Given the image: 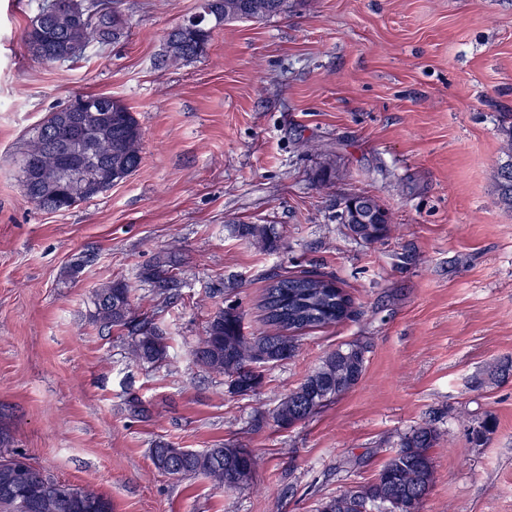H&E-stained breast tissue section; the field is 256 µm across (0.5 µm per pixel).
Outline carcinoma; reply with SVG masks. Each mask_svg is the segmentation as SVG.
Returning a JSON list of instances; mask_svg holds the SVG:
<instances>
[{
  "label": "carcinoma",
  "instance_id": "carcinoma-1",
  "mask_svg": "<svg viewBox=\"0 0 512 512\" xmlns=\"http://www.w3.org/2000/svg\"><path fill=\"white\" fill-rule=\"evenodd\" d=\"M290 0H201L202 31L194 45L188 37L170 30L165 36L158 66L197 59L206 54L214 31L241 20L264 21L288 11ZM127 19L117 0H42L37 15L24 34L43 35L42 52L31 56L46 63H74L82 60L94 43L119 42L126 34ZM44 127L55 130L57 137L77 146L76 165L63 164L60 153L48 145L41 134ZM509 160L496 174L501 203L512 209V123L503 128ZM142 131L133 112L120 100H112V124L78 137L72 123L55 110L36 128L35 135L20 153L19 171L33 169L35 187L26 197L48 212L68 210L112 189L114 181L126 180L142 163ZM82 176L83 192L61 189L68 171ZM376 223L354 224L345 212L336 215L349 235L365 243L385 240L391 231L388 210L372 195L359 194ZM233 233L274 252L281 240L267 224H234ZM175 266L170 257H160L141 270L142 282L151 294L166 302L176 296L177 280L169 275ZM261 307L264 329L256 335L244 333L243 316L229 305L218 309L209 319L194 355L197 362L225 378L230 391L254 395L263 384L258 365L294 358L300 349V334L307 329L337 325L355 315L351 295L335 278L317 271L292 275L276 272L266 278ZM89 321L100 331L117 328L128 332L129 354L134 360L157 365L166 362V337L155 324L136 315L131 289L122 281H107L93 289L88 311ZM367 346L359 340L341 344L328 352L320 365L295 389L288 391L274 410L273 419L281 429H288L316 413L314 400L328 396L333 401L354 388L365 371ZM439 440L437 430L429 425L412 429L401 437L397 449L379 471L376 479L354 490L345 491L322 503L320 512H367L370 503L387 506V512H420L424 495L434 480L435 465L431 449ZM18 454L0 449V489L16 487L20 498L0 495V512H88L84 500L97 502L95 512H112V503L93 489L71 487L74 497L70 507L60 506L58 487L62 482L30 472L29 481L18 486ZM154 467L171 476L204 475L228 489L248 482L256 457L246 448L231 445L198 451L172 448L159 443L151 449Z\"/></svg>",
  "mask_w": 512,
  "mask_h": 512
}]
</instances>
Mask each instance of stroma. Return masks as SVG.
<instances>
[{"label":"stroma","mask_w":512,"mask_h":512,"mask_svg":"<svg viewBox=\"0 0 512 512\" xmlns=\"http://www.w3.org/2000/svg\"><path fill=\"white\" fill-rule=\"evenodd\" d=\"M39 0H0V436L41 473L112 512H318L373 481L402 435L430 425L435 479L421 512H512V209L496 172L512 117V0H294L214 34L203 57L156 61L199 0H120L118 43L65 65L23 41ZM107 94L142 128V164L66 212L30 202L15 160L49 112ZM367 193L393 229L348 237L336 214ZM271 224L277 252L230 233ZM176 257L177 298L154 321L167 360L131 359L126 332L89 323L92 289ZM337 278L353 319L304 331L230 393L193 350L227 301L263 327L269 273ZM368 344L360 382L281 429L280 399L336 346ZM143 416L129 411L131 400ZM492 425L481 443L472 433ZM158 443L252 451L247 484L158 472Z\"/></svg>","instance_id":"35a3bbf8"}]
</instances>
